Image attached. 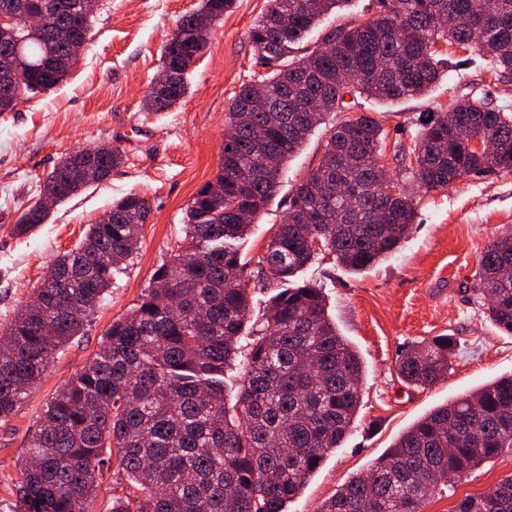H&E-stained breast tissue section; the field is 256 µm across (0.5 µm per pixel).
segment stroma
<instances>
[{"mask_svg": "<svg viewBox=\"0 0 512 512\" xmlns=\"http://www.w3.org/2000/svg\"><path fill=\"white\" fill-rule=\"evenodd\" d=\"M201 3L99 0L90 41L65 82L0 113V326L30 299L51 261L74 248L113 202L135 191L152 207L135 257L113 279L82 334L57 351L16 415L0 422V512H13V481L46 403L94 358L113 320L138 304L156 267L184 249L186 208L221 161L229 100L260 70L249 31L267 0H235L212 25L207 49L190 67L185 97L168 111H143L160 70L165 35ZM455 56L456 64L423 96L393 104L363 100V111L387 115L384 156H393L397 142H410L420 114L450 98L486 95L512 112V76L494 79L479 57H465L460 50ZM324 141V130H316L285 163L276 196L243 244L248 259L265 252L288 211L292 188L317 167ZM101 143L120 148L124 165L54 207L31 233L16 236L17 216L37 199L53 167L69 153ZM416 196L417 222L393 257L361 274L329 259L303 274L323 288L330 315L364 360L365 377L352 431L342 447L328 453L287 512H315L420 417L512 373V335L489 320L486 302L474 289L480 254L512 225V174L469 177ZM446 334L457 342L447 375L425 390L407 386L397 373L401 351ZM511 474L512 448H507L451 490L428 498L423 512H454L463 498L483 494Z\"/></svg>", "mask_w": 512, "mask_h": 512, "instance_id": "obj_1", "label": "stroma"}]
</instances>
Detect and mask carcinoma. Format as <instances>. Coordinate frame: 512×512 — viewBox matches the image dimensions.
<instances>
[{
	"label": "carcinoma",
	"instance_id": "carcinoma-1",
	"mask_svg": "<svg viewBox=\"0 0 512 512\" xmlns=\"http://www.w3.org/2000/svg\"><path fill=\"white\" fill-rule=\"evenodd\" d=\"M50 18L0 44V66L16 64L13 106L63 83L78 64L56 37L67 27L89 41L97 8L81 0H24ZM234 0H203L165 35L171 86L151 89L144 108L166 112L187 93L186 75L207 47L212 24ZM347 0H268L250 32L264 71L240 85L226 110L215 177L186 210L188 246L160 265L139 304L112 322L96 357L46 405L15 482L14 512H89L105 450H117L129 493L112 512H285L325 454L342 446L361 406L363 361L329 316L322 288L297 280L329 255L363 272L394 254L416 220V196L389 194L383 120L354 113L345 96L398 102L426 94L445 71L439 44L475 52L496 75L512 74V0H375V14L301 43L325 13ZM334 123L318 167L294 186L288 214L255 269L240 250L280 186L282 170L252 172L256 143L284 163L322 125ZM410 146H395L399 182L444 190L467 177L512 172V113L487 98H453L418 118ZM474 140L490 144L472 149ZM125 162L79 149L59 162L40 194L62 202ZM382 211L388 225L373 223ZM149 201L132 191L112 204L53 261V279L0 330V421L19 410L56 351L79 335L134 258ZM48 214L27 206L13 231L26 235ZM512 228L478 259L475 291L492 323L512 335ZM276 293L261 318L249 310L248 281ZM456 342L415 341L397 372L429 388L448 373ZM239 367L242 379L228 383ZM512 448V374L449 400L415 421L376 459L372 479L355 476L317 512H422L438 476L461 477ZM455 512H512V475L467 496Z\"/></svg>",
	"mask_w": 512,
	"mask_h": 512
}]
</instances>
